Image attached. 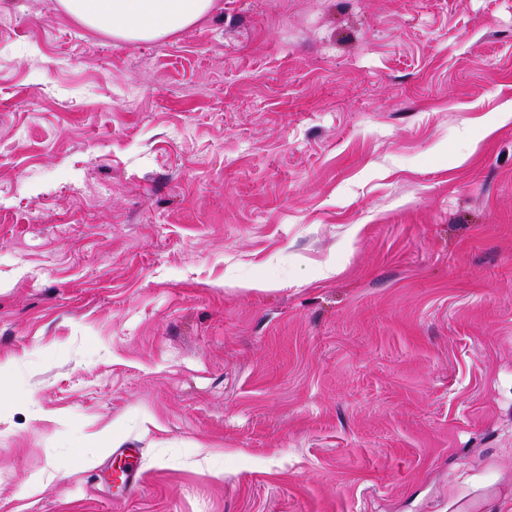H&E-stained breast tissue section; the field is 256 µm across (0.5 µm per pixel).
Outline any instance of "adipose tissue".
I'll return each instance as SVG.
<instances>
[{
	"label": "adipose tissue",
	"instance_id": "ef3b65f1",
	"mask_svg": "<svg viewBox=\"0 0 512 512\" xmlns=\"http://www.w3.org/2000/svg\"><path fill=\"white\" fill-rule=\"evenodd\" d=\"M85 26L134 43L166 37L208 14L213 0H62Z\"/></svg>",
	"mask_w": 512,
	"mask_h": 512
}]
</instances>
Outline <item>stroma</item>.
<instances>
[{
    "label": "stroma",
    "instance_id": "1",
    "mask_svg": "<svg viewBox=\"0 0 512 512\" xmlns=\"http://www.w3.org/2000/svg\"><path fill=\"white\" fill-rule=\"evenodd\" d=\"M510 106L512 0H0V512H512ZM85 26L128 42H149L195 24L213 0H62ZM117 447L113 452L112 485L126 493L135 492L140 485L139 449Z\"/></svg>",
    "mask_w": 512,
    "mask_h": 512
}]
</instances>
